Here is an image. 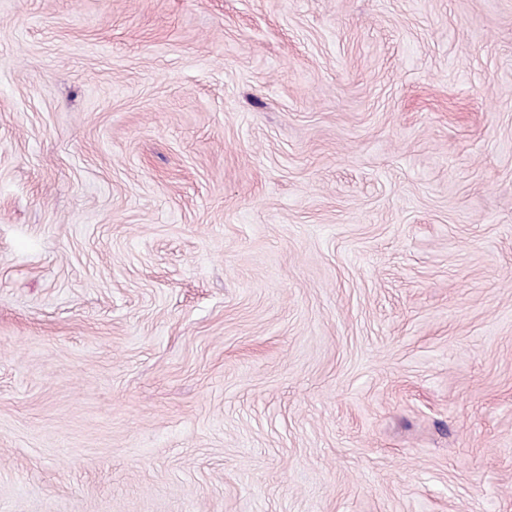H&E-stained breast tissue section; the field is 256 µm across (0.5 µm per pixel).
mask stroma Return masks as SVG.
Masks as SVG:
<instances>
[{
    "mask_svg": "<svg viewBox=\"0 0 512 512\" xmlns=\"http://www.w3.org/2000/svg\"><path fill=\"white\" fill-rule=\"evenodd\" d=\"M0 512H512V0H0Z\"/></svg>",
    "mask_w": 512,
    "mask_h": 512,
    "instance_id": "stroma-1",
    "label": "stroma"
}]
</instances>
